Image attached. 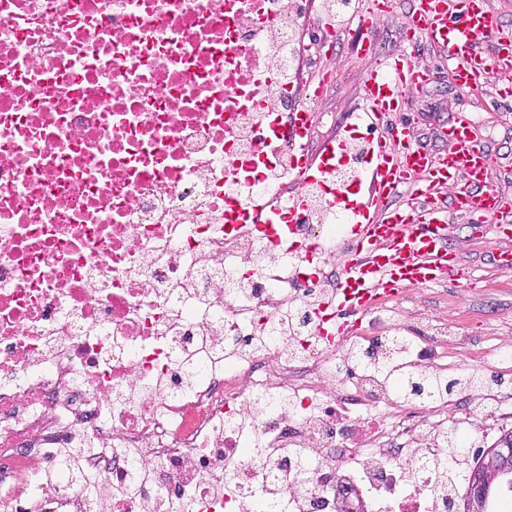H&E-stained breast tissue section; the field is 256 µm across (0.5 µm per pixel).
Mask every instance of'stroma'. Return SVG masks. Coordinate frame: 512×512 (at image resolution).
<instances>
[{
  "instance_id": "stroma-1",
  "label": "stroma",
  "mask_w": 512,
  "mask_h": 512,
  "mask_svg": "<svg viewBox=\"0 0 512 512\" xmlns=\"http://www.w3.org/2000/svg\"><path fill=\"white\" fill-rule=\"evenodd\" d=\"M414 0H393L373 33L371 55H364L351 29H342L337 39L314 51L303 69V80L294 87L303 95L306 79H318L323 68L333 70L331 87L316 105L317 112L332 113L337 125H344L349 112L361 102L364 72L370 57L397 54L410 48L403 27ZM414 48L428 68L430 80L423 90L409 96L402 119L412 127L418 146L431 153L447 148L440 129L452 116L470 114L474 138L493 159L494 171L503 194L512 198V97H503L502 78L484 75L477 88L460 90L455 82L454 63L443 48L419 39ZM448 208V233L462 264L476 279L473 288L447 279L432 288H411V311L419 317L439 316L451 325L448 338L438 351L449 365L470 363L485 372L499 371L497 357L512 353V268H503L496 260L503 245L493 235L481 236L475 230L480 219L451 208L450 197H443Z\"/></svg>"
}]
</instances>
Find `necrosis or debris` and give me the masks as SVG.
<instances>
[{"label": "necrosis or debris", "instance_id": "obj_1", "mask_svg": "<svg viewBox=\"0 0 512 512\" xmlns=\"http://www.w3.org/2000/svg\"><path fill=\"white\" fill-rule=\"evenodd\" d=\"M307 24L302 0H0V512H97L58 479L68 452L105 489L148 475L107 512H446L447 448L420 437L466 426L455 401L391 398L347 360L400 337L399 304L376 312L382 335L316 334L348 249L327 187L372 140L300 183L274 130L316 134L322 83L293 94ZM298 192L313 254L253 224ZM288 308L286 341L187 384L186 357ZM419 331L406 364L447 371L429 346L447 323ZM281 394L288 409L258 404ZM302 450L324 456L304 478Z\"/></svg>", "mask_w": 512, "mask_h": 512}]
</instances>
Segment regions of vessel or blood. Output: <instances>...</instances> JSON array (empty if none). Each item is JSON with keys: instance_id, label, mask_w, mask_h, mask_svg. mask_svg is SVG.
<instances>
[{"instance_id": "vessel-or-blood-1", "label": "vessel or blood", "mask_w": 512, "mask_h": 512, "mask_svg": "<svg viewBox=\"0 0 512 512\" xmlns=\"http://www.w3.org/2000/svg\"><path fill=\"white\" fill-rule=\"evenodd\" d=\"M485 4L416 0L411 14L414 33L447 49L463 89L473 87L489 58L512 61V39L503 36ZM427 75L411 51L372 60L367 69L360 119L373 128L375 138L356 187L359 209L336 229L351 240L331 297L337 335H346L352 316L381 298L450 275L470 280L448 236L445 212L434 204L448 188L459 190L457 210L491 222L496 234H512V201L501 194L489 155L475 143L469 115L448 122L450 149L441 155L415 148L410 125L386 127V119L403 111L408 95L423 87ZM406 187L411 200L390 206Z\"/></svg>"}]
</instances>
